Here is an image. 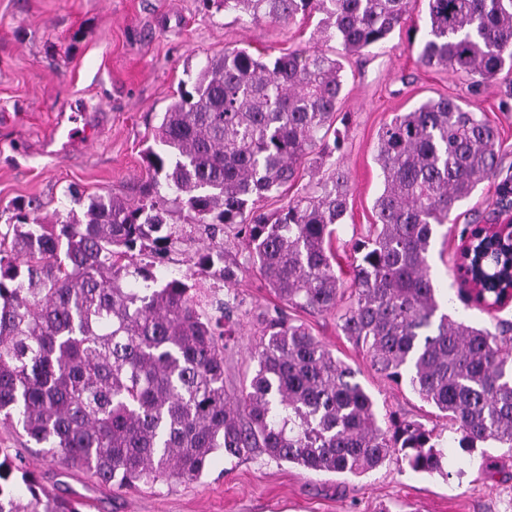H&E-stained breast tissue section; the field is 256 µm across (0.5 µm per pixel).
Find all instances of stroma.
Instances as JSON below:
<instances>
[{
    "label": "stroma",
    "mask_w": 512,
    "mask_h": 512,
    "mask_svg": "<svg viewBox=\"0 0 512 512\" xmlns=\"http://www.w3.org/2000/svg\"><path fill=\"white\" fill-rule=\"evenodd\" d=\"M425 0H418L381 46L343 54L323 42L316 18L284 23L205 7L202 0H0V225L18 209L41 219L66 213L70 191L137 199L147 178L144 149L181 83L225 48L279 54L300 49L340 58L345 83L337 128L341 147L324 168L349 175V209L333 247L348 265L356 242L373 232V203L382 188L374 162L379 128L419 102L447 96L497 128L501 168L464 201L436 237L431 276L439 300L471 324L512 323V305L488 314L465 306L452 274L468 224H502L499 187L512 179V75L486 84L430 68L418 60ZM85 113L89 137L65 142L53 130L62 117ZM224 257L236 276L224 287L199 285L227 305L232 336L224 350V388L237 394L256 367L260 318L284 303L264 285L234 229L224 231ZM314 336L350 365L381 413L433 427L448 456V477L422 476L391 460L358 478L315 474L261 450L240 458L215 454L194 483L159 484L133 492L43 459L18 426L0 425V451L20 456L46 491L87 502L86 512H512V450L491 444L463 451L447 420L403 385L378 375L365 352L343 335L337 313L296 312Z\"/></svg>",
    "instance_id": "stroma-1"
}]
</instances>
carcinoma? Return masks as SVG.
<instances>
[{
	"mask_svg": "<svg viewBox=\"0 0 512 512\" xmlns=\"http://www.w3.org/2000/svg\"><path fill=\"white\" fill-rule=\"evenodd\" d=\"M253 22L321 14L317 31L346 54L379 46L411 0H214ZM419 60L489 82L512 71V0H426ZM342 63L292 50L227 48L162 113L144 159L143 198H88L53 224L27 214L0 233V419L46 458L127 489L201 478L218 451L261 448L309 471L359 477L396 459L445 474L422 422H383L356 371L305 323L263 315L257 368L240 395L224 389V306L200 310L196 282L159 279L173 241L236 224L253 263L293 309L331 312L343 299L333 261L347 214L336 168L279 213L260 199L295 181L296 165L336 123ZM496 128L448 98L428 99L378 131L384 182L374 230L354 246L339 327L372 367L405 382L473 450L512 449V324L496 330L441 310L429 274L436 227L499 169ZM486 285L477 304L495 311ZM0 512H80L45 491L22 460H0Z\"/></svg>",
	"mask_w": 512,
	"mask_h": 512,
	"instance_id": "obj_1",
	"label": "carcinoma"
}]
</instances>
